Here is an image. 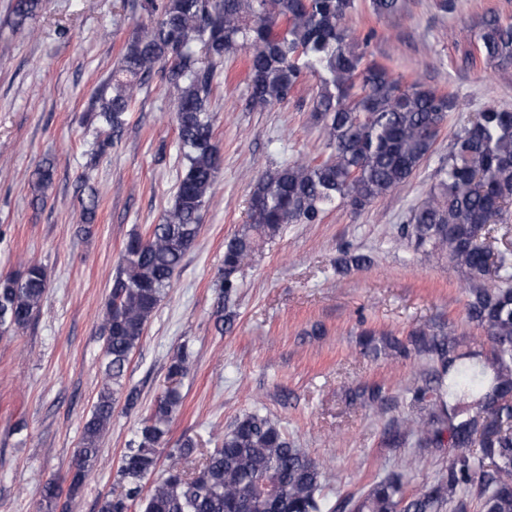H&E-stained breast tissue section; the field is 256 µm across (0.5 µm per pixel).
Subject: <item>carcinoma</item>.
<instances>
[{
  "instance_id": "1",
  "label": "carcinoma",
  "mask_w": 512,
  "mask_h": 512,
  "mask_svg": "<svg viewBox=\"0 0 512 512\" xmlns=\"http://www.w3.org/2000/svg\"><path fill=\"white\" fill-rule=\"evenodd\" d=\"M41 0H12L13 24L24 27ZM354 0H142L148 20L128 39L112 92H102L95 118L108 137L120 136L136 97L156 69L177 90L183 170L163 221L127 240L112 278L103 331L106 383L83 425L69 466V494L84 485L98 457L117 399L134 409L125 388L130 356L195 243L202 212L220 168L213 118L207 112L214 71L224 58L248 51L249 103L264 111L285 103L301 78L318 81L313 111L323 124L328 154L297 160L254 179L251 222L224 242L221 292L234 294L236 275L263 243L287 224H317L339 205L363 209L404 186L435 150L455 99L418 81L406 85L368 60L344 26ZM377 18L399 14V0H369ZM491 65H512V22L491 14L470 37ZM512 112L485 107L454 136L448 160L425 198L410 211L401 237L428 257L448 258L470 284L467 317L486 333L488 352L461 350L459 339L420 329L406 345L383 347L437 363L399 422L420 448L448 449V472L409 489L394 472L342 505L322 494L331 480L326 461L298 448L258 411L238 418L212 450L190 437L170 449L172 463L155 481L159 449L183 395L169 386L135 433L118 469L123 491L107 494L99 512H512V244L495 249L494 233L512 225ZM47 275L38 264L0 276V335L25 329L40 311ZM190 352L171 357L168 377H182ZM64 479L41 486L50 508Z\"/></svg>"
}]
</instances>
